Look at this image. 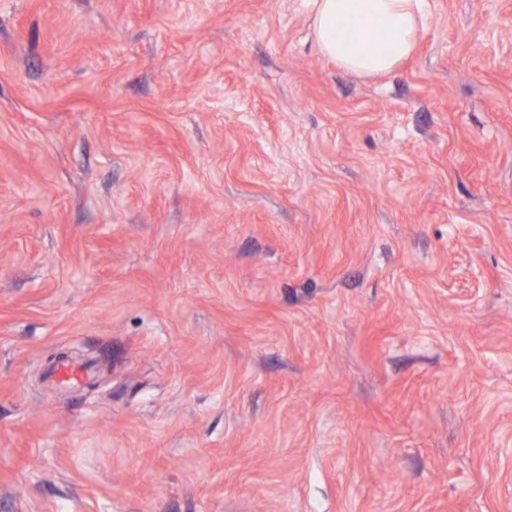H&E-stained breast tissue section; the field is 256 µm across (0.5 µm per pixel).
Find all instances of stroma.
Instances as JSON below:
<instances>
[{
  "instance_id": "obj_1",
  "label": "stroma",
  "mask_w": 512,
  "mask_h": 512,
  "mask_svg": "<svg viewBox=\"0 0 512 512\" xmlns=\"http://www.w3.org/2000/svg\"><path fill=\"white\" fill-rule=\"evenodd\" d=\"M0 512H512V0H0ZM319 53L359 76L384 75L415 50L426 0H309ZM377 31L366 41L363 33Z\"/></svg>"
}]
</instances>
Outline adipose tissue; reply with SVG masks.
Returning <instances> with one entry per match:
<instances>
[{"mask_svg": "<svg viewBox=\"0 0 512 512\" xmlns=\"http://www.w3.org/2000/svg\"><path fill=\"white\" fill-rule=\"evenodd\" d=\"M319 53L359 76L384 75L414 51L426 0H309Z\"/></svg>", "mask_w": 512, "mask_h": 512, "instance_id": "adipose-tissue-1", "label": "adipose tissue"}]
</instances>
